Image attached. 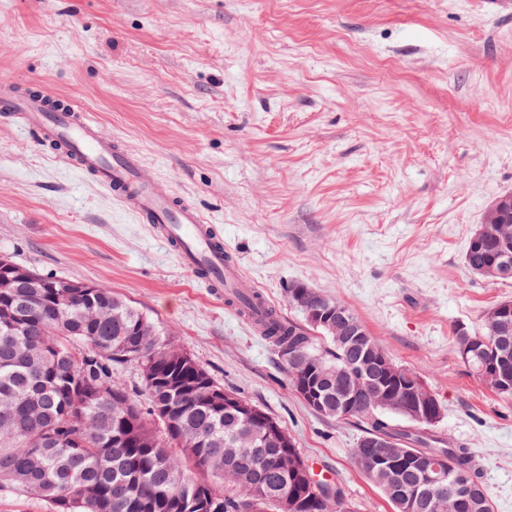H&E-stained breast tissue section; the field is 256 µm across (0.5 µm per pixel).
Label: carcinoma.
<instances>
[{"label": "carcinoma", "instance_id": "cac0c4a2", "mask_svg": "<svg viewBox=\"0 0 512 512\" xmlns=\"http://www.w3.org/2000/svg\"><path fill=\"white\" fill-rule=\"evenodd\" d=\"M509 243L512 223L499 225L494 235L471 236L467 268L480 274ZM62 292L0 290V308L22 317L17 328H0V488L38 496L56 512H356L337 484L277 476L278 448H257L250 458L225 463L224 453L247 447L243 436L256 424L224 413L210 399L221 386L208 371L184 352L169 358L172 345L157 323L111 288L99 284L70 298ZM99 308L112 310L115 323H93L90 313ZM260 327L283 359L300 353L320 379L326 407L317 414L361 422L363 437L384 434L405 454L445 465L450 480L470 487L469 498L449 490L410 507L386 488L395 476L399 492L409 497L416 473L386 468L354 448V465L394 512H493L471 449L446 445L431 424L382 408L366 394L346 403L336 376H348L353 385L375 379H361L360 368L371 354H385L373 336L338 342L322 325H284L272 308ZM463 332L477 341L466 361L472 372L487 366L512 379V314L505 329L486 314L476 330L456 328V339ZM128 364L147 366L157 379L144 377L140 386L127 387L119 369ZM171 379L191 388L192 397L179 395ZM394 417L414 430L394 428ZM25 418L30 424L15 428Z\"/></svg>", "mask_w": 512, "mask_h": 512}]
</instances>
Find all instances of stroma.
I'll return each mask as SVG.
<instances>
[{
  "label": "stroma",
  "instance_id": "stroma-1",
  "mask_svg": "<svg viewBox=\"0 0 512 512\" xmlns=\"http://www.w3.org/2000/svg\"><path fill=\"white\" fill-rule=\"evenodd\" d=\"M85 108L160 190L197 205L287 320L302 283L349 307L437 394L494 512H512V399L460 358L512 281L467 243L512 193V0H0V72ZM0 254L104 284L287 428L358 512H393L251 323L92 179L0 118Z\"/></svg>",
  "mask_w": 512,
  "mask_h": 512
}]
</instances>
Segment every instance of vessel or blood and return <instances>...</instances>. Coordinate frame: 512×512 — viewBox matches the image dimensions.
I'll return each mask as SVG.
<instances>
[{
  "label": "vessel or blood",
  "mask_w": 512,
  "mask_h": 512,
  "mask_svg": "<svg viewBox=\"0 0 512 512\" xmlns=\"http://www.w3.org/2000/svg\"><path fill=\"white\" fill-rule=\"evenodd\" d=\"M0 116L21 119L58 160L90 176L126 210L152 225L207 287L230 296L249 290L239 265L227 261L224 243L203 213L180 197L158 190L144 177L140 157L102 132L76 102L41 89L22 96L1 83Z\"/></svg>",
  "instance_id": "b4317fda"
}]
</instances>
